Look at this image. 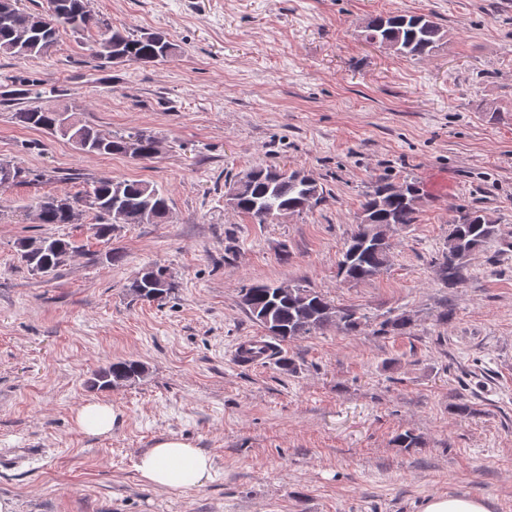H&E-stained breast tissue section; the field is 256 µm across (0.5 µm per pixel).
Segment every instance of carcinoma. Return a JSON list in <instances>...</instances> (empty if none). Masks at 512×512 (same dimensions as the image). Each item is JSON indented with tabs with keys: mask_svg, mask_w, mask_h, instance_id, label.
<instances>
[{
	"mask_svg": "<svg viewBox=\"0 0 512 512\" xmlns=\"http://www.w3.org/2000/svg\"><path fill=\"white\" fill-rule=\"evenodd\" d=\"M65 7L78 23L74 32L97 28L94 56L120 64L134 62L152 64L165 61L178 53L177 45L162 32L134 35L116 29L100 18L85 20L92 15L91 0H64ZM59 28L48 24L44 12L26 13L17 7V0H0V54L18 58L41 57L57 41ZM447 31L432 16L411 12L377 15L365 25V40L380 44L394 53L413 60L429 57L444 39ZM63 112L42 108H21L15 119L24 127L58 132ZM80 142L74 147L89 156L125 155L128 141L136 139L140 151L147 157L159 153L160 142L150 133L137 130L126 135L102 133L87 124H79ZM240 186H234V182ZM224 194L225 203L233 210L246 214L259 224H268L278 217L310 209L326 201L328 191L313 177L297 170L257 165L236 175ZM89 202L95 212L96 238L112 237L113 223L106 219L108 208L116 204L122 224H160L170 213L169 198L157 186L145 181L100 178L93 188L82 195L59 196L46 194L33 205L40 224H70L67 201ZM421 202L420 188L412 181L394 183L386 177L376 178L361 202L358 229L345 243L338 275L348 282H363L380 274L387 266L391 243L389 225L414 224ZM498 226L477 208L461 212L450 225L446 250L438 262L440 279L452 288L464 279L466 259L473 252L485 249L498 236ZM20 259L34 272L46 270L53 274L73 253L80 250L75 241L45 237L25 239L19 243ZM175 283L168 269L154 265L143 269L127 285L135 300L153 301L158 291L168 296ZM242 303L251 318L269 336L281 342L303 338L337 326L353 332L361 325V317L351 308L331 304L324 296L301 285L259 283L244 290ZM144 373V367L134 360L110 363L98 370L92 386L112 389L132 383Z\"/></svg>",
	"mask_w": 512,
	"mask_h": 512,
	"instance_id": "cac0c4a2",
	"label": "carcinoma"
}]
</instances>
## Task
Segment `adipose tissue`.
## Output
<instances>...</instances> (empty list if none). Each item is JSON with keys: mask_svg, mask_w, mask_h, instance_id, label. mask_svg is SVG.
<instances>
[{"mask_svg": "<svg viewBox=\"0 0 512 512\" xmlns=\"http://www.w3.org/2000/svg\"><path fill=\"white\" fill-rule=\"evenodd\" d=\"M140 479L152 487L178 493L205 486L213 477L209 455L180 437H163L135 464Z\"/></svg>", "mask_w": 512, "mask_h": 512, "instance_id": "obj_1", "label": "adipose tissue"}]
</instances>
